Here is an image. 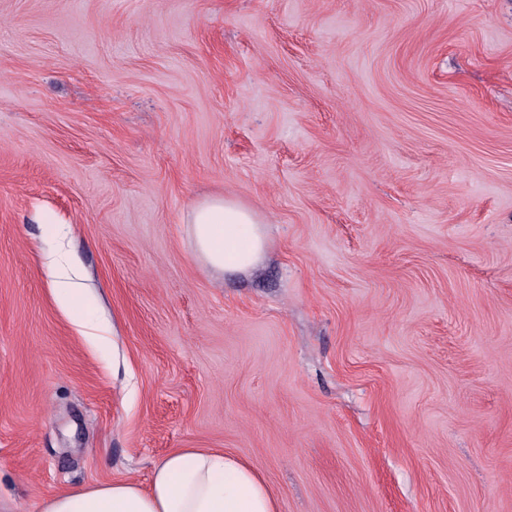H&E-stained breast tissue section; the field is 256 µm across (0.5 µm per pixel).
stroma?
Masks as SVG:
<instances>
[{
    "mask_svg": "<svg viewBox=\"0 0 512 512\" xmlns=\"http://www.w3.org/2000/svg\"><path fill=\"white\" fill-rule=\"evenodd\" d=\"M178 448L279 512H512V0H0V512ZM187 224H191L197 252L216 271H246L264 257L262 219L257 211L233 199H204L190 210ZM53 286L76 320L86 327H93V320L88 315L89 304L82 283L76 275L65 268H56Z\"/></svg>",
    "mask_w": 512,
    "mask_h": 512,
    "instance_id": "1",
    "label": "stroma"
}]
</instances>
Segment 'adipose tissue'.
<instances>
[{
    "label": "adipose tissue",
    "instance_id": "adipose-tissue-1",
    "mask_svg": "<svg viewBox=\"0 0 512 512\" xmlns=\"http://www.w3.org/2000/svg\"><path fill=\"white\" fill-rule=\"evenodd\" d=\"M187 222L196 249L217 271H246L264 257L266 234L257 211L213 196ZM53 286L76 320L92 326L76 275L59 268ZM42 512H279V502L251 463L220 449L180 448L153 469L148 488L132 481L77 487L47 499Z\"/></svg>",
    "mask_w": 512,
    "mask_h": 512
}]
</instances>
